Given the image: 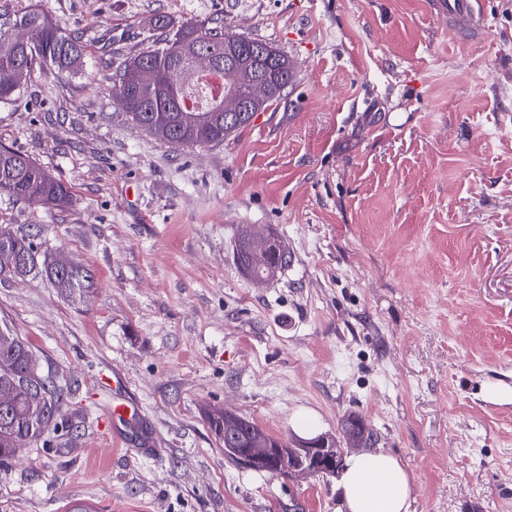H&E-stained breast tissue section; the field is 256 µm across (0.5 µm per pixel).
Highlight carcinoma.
<instances>
[{
	"label": "carcinoma",
	"mask_w": 512,
	"mask_h": 512,
	"mask_svg": "<svg viewBox=\"0 0 512 512\" xmlns=\"http://www.w3.org/2000/svg\"><path fill=\"white\" fill-rule=\"evenodd\" d=\"M17 28L29 34L27 44L14 39ZM247 41L256 46L264 41L232 32L208 28L203 24H187L169 39L143 51L120 68L116 79L127 89L123 111L137 126L159 140H177L183 145L206 146L220 144L246 126L254 113L281 97L294 77V66L288 56L277 51L271 60L248 50H239L238 43ZM204 48L222 61L237 56L242 69L237 75L239 89L247 88L255 78L267 77L272 94L250 102L251 111L235 112L226 118L220 102L233 92L223 87L218 97L204 95L200 104L190 103L201 87L205 75L224 79L220 66L203 68L194 58L196 48ZM80 40L68 35L52 18L37 8L19 12H0V102L10 101L20 94L27 78L35 69L53 68L59 73L78 74L83 68ZM0 193L15 201L30 204L65 206L70 202L67 187L54 179L43 167L28 156L0 149ZM26 259L22 266L0 259V281L30 275L42 266L45 275L60 293L86 299L94 285V277L86 268L66 271L54 261H38L39 249L34 236L21 227L0 225V254ZM288 266V249L279 256L256 261L254 273L275 278ZM34 352L19 336L0 332V389L15 391L11 413L0 415V463L8 460L14 449L41 440L57 426V417L64 404V387L52 378L45 379L41 392L20 385L21 375L28 372ZM342 431L363 437L368 447L378 442L377 434L357 418H348Z\"/></svg>",
	"instance_id": "1"
}]
</instances>
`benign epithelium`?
Listing matches in <instances>:
<instances>
[{"label": "benign epithelium", "mask_w": 512, "mask_h": 512, "mask_svg": "<svg viewBox=\"0 0 512 512\" xmlns=\"http://www.w3.org/2000/svg\"><path fill=\"white\" fill-rule=\"evenodd\" d=\"M282 245L271 230H248L247 250L253 257L278 252ZM214 420L224 421V438H237L242 418L231 412L216 413ZM224 453L243 462L249 468L286 477L307 479L321 473L335 474L341 467L345 449L333 437L320 435L314 439L281 441L274 444L262 435H254L247 448H226Z\"/></svg>", "instance_id": "1"}]
</instances>
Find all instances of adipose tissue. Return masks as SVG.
I'll use <instances>...</instances> for the list:
<instances>
[{
	"instance_id": "ef3b65f1",
	"label": "adipose tissue",
	"mask_w": 512,
	"mask_h": 512,
	"mask_svg": "<svg viewBox=\"0 0 512 512\" xmlns=\"http://www.w3.org/2000/svg\"><path fill=\"white\" fill-rule=\"evenodd\" d=\"M338 491L336 512H410L411 476L387 452L346 457Z\"/></svg>"
}]
</instances>
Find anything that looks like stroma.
<instances>
[{
  "instance_id": "35a3bbf8",
  "label": "stroma",
  "mask_w": 512,
  "mask_h": 512,
  "mask_svg": "<svg viewBox=\"0 0 512 512\" xmlns=\"http://www.w3.org/2000/svg\"><path fill=\"white\" fill-rule=\"evenodd\" d=\"M80 36L84 73L36 71L0 102V148L71 203L0 195V224L90 268L86 300L39 273L0 282V330L70 389L58 429L0 463V512H336L335 478L234 465L228 409L282 439L348 414L412 478L411 512H512V0L483 40L432 0H34ZM190 23L271 43L281 99L218 145L133 124L112 79ZM287 268L240 269V225ZM143 408L118 444L114 399ZM281 249L280 241L270 229L265 232H257L251 228L248 230L247 250L251 257L267 256ZM256 265L254 273L257 276H268L267 280L273 279L288 266V249L284 245L279 256L270 255L267 259H259Z\"/></svg>"
}]
</instances>
